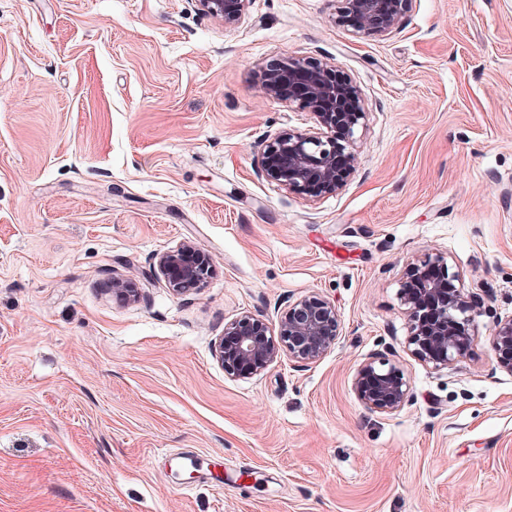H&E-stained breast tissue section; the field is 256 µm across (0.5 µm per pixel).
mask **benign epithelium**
I'll list each match as a JSON object with an SVG mask.
<instances>
[{
  "instance_id": "1",
  "label": "benign epithelium",
  "mask_w": 512,
  "mask_h": 512,
  "mask_svg": "<svg viewBox=\"0 0 512 512\" xmlns=\"http://www.w3.org/2000/svg\"><path fill=\"white\" fill-rule=\"evenodd\" d=\"M198 10L238 24L250 0H195ZM412 0H336V25L355 37H386L396 32ZM264 94L291 108L309 112L310 129H288L265 140L258 157L259 173L287 193L316 202L343 189L358 163L357 134L365 128L361 91L331 59L288 56L259 69ZM167 288L183 296L204 287L214 273L209 255L182 242L156 257L154 267ZM441 253H425L400 270V303L408 320L404 348L419 363L446 369L469 353L476 318L491 315L490 342L497 365L512 375V314L500 316L484 297L460 285ZM110 291L125 299L137 296L127 280L114 278ZM342 332L334 302L319 293L288 301L276 321L242 314L224 323L215 355L224 372L248 378L283 357L306 368L330 352ZM353 391L368 411L393 414L413 399L404 365L390 353L365 358L353 379Z\"/></svg>"
}]
</instances>
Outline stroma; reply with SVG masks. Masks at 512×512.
Masks as SVG:
<instances>
[{"label":"stroma","mask_w":512,"mask_h":512,"mask_svg":"<svg viewBox=\"0 0 512 512\" xmlns=\"http://www.w3.org/2000/svg\"><path fill=\"white\" fill-rule=\"evenodd\" d=\"M335 9L251 0L228 28L194 0H0V512H512L491 318L448 371L406 358L400 412L352 390L407 335L408 258L445 254L512 313V0H413L385 38ZM287 56L335 60L367 109L355 173L315 204L257 171L265 138L313 124L261 92ZM183 241L215 271L176 297L153 266ZM312 291L335 348L225 374V321ZM186 455L193 475L169 468Z\"/></svg>","instance_id":"35a3bbf8"}]
</instances>
